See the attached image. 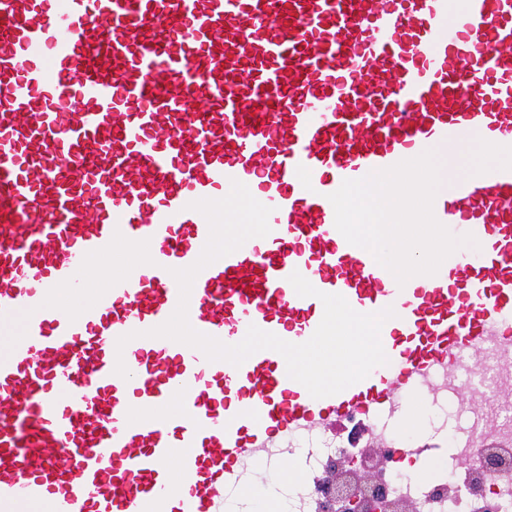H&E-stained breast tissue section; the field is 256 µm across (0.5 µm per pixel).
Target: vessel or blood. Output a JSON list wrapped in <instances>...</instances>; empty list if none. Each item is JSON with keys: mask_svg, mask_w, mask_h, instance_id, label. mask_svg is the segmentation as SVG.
<instances>
[{"mask_svg": "<svg viewBox=\"0 0 512 512\" xmlns=\"http://www.w3.org/2000/svg\"><path fill=\"white\" fill-rule=\"evenodd\" d=\"M465 135L512 146V0H0V335L22 325L0 355V512H225L256 453L287 471L296 440L389 412L488 342L512 358V170L445 168L434 215L479 246L402 286L328 199ZM235 180L271 231L197 275L193 328L307 341L324 306L297 272L357 312L393 307L388 365L316 399L276 351L236 367L146 337L208 239L191 202ZM128 246L150 262L52 304Z\"/></svg>", "mask_w": 512, "mask_h": 512, "instance_id": "vessel-or-blood-1", "label": "vessel or blood"}]
</instances>
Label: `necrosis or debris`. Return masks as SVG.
<instances>
[{
	"label": "necrosis or debris",
	"instance_id": "1",
	"mask_svg": "<svg viewBox=\"0 0 512 512\" xmlns=\"http://www.w3.org/2000/svg\"><path fill=\"white\" fill-rule=\"evenodd\" d=\"M512 383V366L495 352H487L480 375H473L468 361L450 373H440V390L479 386L493 400L484 426L473 428L468 439L453 448L442 475L423 482L402 470L391 459L390 428L379 417L369 416L364 425L374 444L372 457L344 441L323 442L319 436L302 438L298 446L308 476L289 493L291 512H318L325 484L339 457L365 460L374 476L360 486L362 497L382 495L392 504L413 506L414 512H512V401L499 399L500 390Z\"/></svg>",
	"mask_w": 512,
	"mask_h": 512
}]
</instances>
